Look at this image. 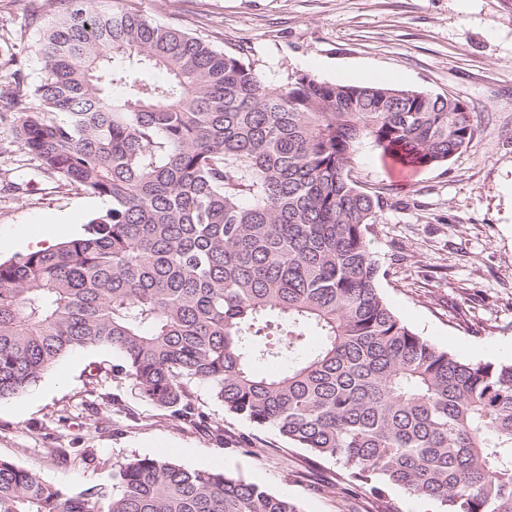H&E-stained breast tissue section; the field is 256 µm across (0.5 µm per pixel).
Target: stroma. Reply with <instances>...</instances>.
Instances as JSON below:
<instances>
[{
  "mask_svg": "<svg viewBox=\"0 0 512 512\" xmlns=\"http://www.w3.org/2000/svg\"><path fill=\"white\" fill-rule=\"evenodd\" d=\"M214 47L240 54L270 85L304 73L358 85L447 93L470 108L475 135L447 163L408 168L372 140L347 166L382 198L369 248L380 292L416 333L471 361L498 362L512 344V0H124ZM51 0H0V260L30 250L25 231L82 234L108 208L45 172L16 141L6 107L42 64L33 47ZM112 349L62 357L26 393L0 400V457L45 482L83 488L114 465L168 453L187 468L226 471L287 495L303 512H436L397 487L374 497L335 460L311 464L272 429L227 414L208 386L192 385L188 422L138 397L113 376ZM66 449L68 460L57 456Z\"/></svg>",
  "mask_w": 512,
  "mask_h": 512,
  "instance_id": "35a3bbf8",
  "label": "stroma"
}]
</instances>
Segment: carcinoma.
Segmentation results:
<instances>
[{"instance_id": "cac0c4a2", "label": "carcinoma", "mask_w": 512, "mask_h": 512, "mask_svg": "<svg viewBox=\"0 0 512 512\" xmlns=\"http://www.w3.org/2000/svg\"><path fill=\"white\" fill-rule=\"evenodd\" d=\"M57 2L14 135L110 207L74 239L0 261V399L107 346L113 375L184 421L201 383L373 496L394 486L440 512H512V361L463 360L389 309L367 242L382 201L346 171L366 138L416 168L448 162L475 134L467 104L309 74L272 87L118 0ZM0 512L303 510L145 456L81 489L0 458Z\"/></svg>"}]
</instances>
